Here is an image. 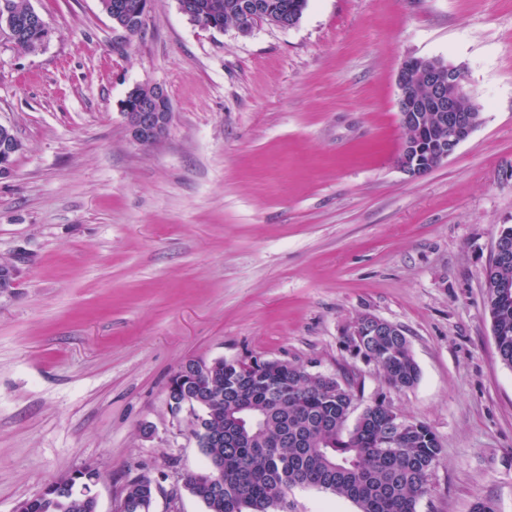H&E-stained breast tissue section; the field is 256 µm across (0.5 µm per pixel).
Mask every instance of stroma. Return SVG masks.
Segmentation results:
<instances>
[{"instance_id":"1","label":"stroma","mask_w":512,"mask_h":512,"mask_svg":"<svg viewBox=\"0 0 512 512\" xmlns=\"http://www.w3.org/2000/svg\"><path fill=\"white\" fill-rule=\"evenodd\" d=\"M51 35L0 30V512L90 464L97 512L127 480L150 512H205L181 488L206 466L167 384L190 359H282L350 376L353 416L379 398L443 453L417 512H512V369L484 306L512 226V0H308L293 28L206 29L152 0L117 30L100 0H26ZM409 57L464 68L484 121L437 168L396 165L395 77ZM160 85L165 137L143 150L121 104ZM399 326L420 378L388 388L341 332ZM290 512H358L296 488ZM10 136H14L12 130L4 125H0V174L9 170L12 164L14 155L20 149V144L14 136V140L17 142V146L10 140ZM2 141V142H1ZM2 143V145H1ZM127 496V512H149L154 494L150 481L136 477L130 480L125 487Z\"/></svg>"}]
</instances>
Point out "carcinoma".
Instances as JSON below:
<instances>
[{
	"mask_svg": "<svg viewBox=\"0 0 512 512\" xmlns=\"http://www.w3.org/2000/svg\"><path fill=\"white\" fill-rule=\"evenodd\" d=\"M217 8L224 22L237 23L241 0H193ZM276 15L304 13L307 0H264ZM512 282V258L488 272ZM485 304L501 362L512 368V292L488 288ZM361 335L343 342L356 359L383 373L388 387L414 386L420 376L405 334L381 326L374 316L358 317ZM201 395L191 433L222 481L185 484L206 512H279L277 498L295 487L317 488L353 502L358 512H416L428 476L442 448L424 423L407 419L381 399L346 428L356 399L354 381L311 373L275 361L220 360L180 393ZM100 473L70 476L29 500V512H97L94 487ZM127 512H149L150 481L136 477L126 487Z\"/></svg>",
	"mask_w": 512,
	"mask_h": 512,
	"instance_id": "cac0c4a2",
	"label": "carcinoma"
}]
</instances>
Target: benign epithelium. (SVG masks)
<instances>
[{
    "label": "benign epithelium",
    "instance_id": "1",
    "mask_svg": "<svg viewBox=\"0 0 512 512\" xmlns=\"http://www.w3.org/2000/svg\"><path fill=\"white\" fill-rule=\"evenodd\" d=\"M151 0H140L134 10L121 4L103 6L113 24L127 33L142 27ZM180 11L192 22L207 29H218V12H199L192 0H179ZM246 23L239 31L248 34L254 28L271 25L281 29L296 26L293 19L285 22L268 14L264 6L252 0L243 6ZM26 35L25 51L41 49L49 38V30L42 17L33 9L24 16ZM423 83L427 94L412 97L410 89ZM397 109L403 127L415 129L414 137L403 142L398 165L411 177L420 176L448 160L457 147L483 123L481 107L476 103L467 87L462 67L438 58H410L403 61L397 70ZM126 132L135 145L149 149L165 135L172 119V104L167 91L161 86H138L133 88L122 102ZM438 113L439 124L432 127L425 122L429 113ZM12 130L0 125V174L9 170L14 155L20 149L10 140ZM17 266L0 264V291L8 292L16 285ZM207 371V364L198 362L194 371L176 370L168 382L169 391L195 381L196 375Z\"/></svg>",
    "mask_w": 512,
    "mask_h": 512
}]
</instances>
